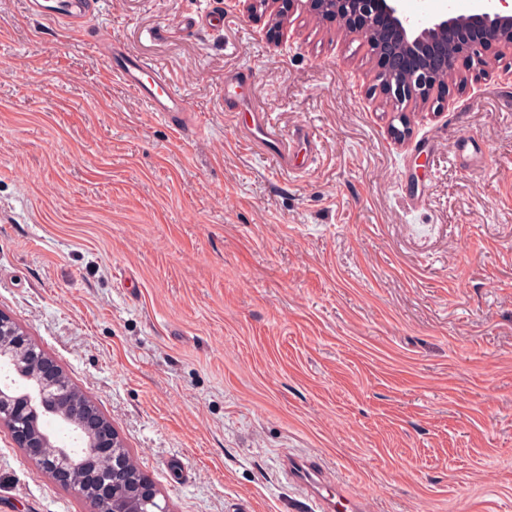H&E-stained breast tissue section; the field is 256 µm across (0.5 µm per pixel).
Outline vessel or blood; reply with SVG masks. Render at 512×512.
<instances>
[{
  "label": "vessel or blood",
  "mask_w": 512,
  "mask_h": 512,
  "mask_svg": "<svg viewBox=\"0 0 512 512\" xmlns=\"http://www.w3.org/2000/svg\"><path fill=\"white\" fill-rule=\"evenodd\" d=\"M30 8L35 17L63 20L71 27L79 28L90 19L94 3L93 0H31ZM98 43L113 74L148 104L152 112L168 123L193 129L191 106L173 90L159 65L130 55L110 34H99ZM248 80V74L243 71L228 75L224 81V103L229 111L243 113L242 131L249 141L276 158L282 168H289L298 155L296 144L279 132L266 113L250 110L248 98L242 95ZM288 476L315 499L319 512H365L362 502L340 490L328 489L320 468L307 458L292 459L288 464Z\"/></svg>",
  "instance_id": "b4317fda"
}]
</instances>
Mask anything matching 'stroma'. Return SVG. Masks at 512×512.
Listing matches in <instances>:
<instances>
[{"instance_id": "obj_1", "label": "stroma", "mask_w": 512, "mask_h": 512, "mask_svg": "<svg viewBox=\"0 0 512 512\" xmlns=\"http://www.w3.org/2000/svg\"><path fill=\"white\" fill-rule=\"evenodd\" d=\"M95 2L74 30L0 0V311L169 512H316L301 456L366 512H512V54L408 104L398 144L366 43L304 0L276 44L236 0ZM100 31L201 129L149 112ZM239 70L280 132L317 133L311 164L244 137ZM0 512L93 509L0 427Z\"/></svg>"}]
</instances>
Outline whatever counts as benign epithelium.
<instances>
[{
    "instance_id": "benign-epithelium-1",
    "label": "benign epithelium",
    "mask_w": 512,
    "mask_h": 512,
    "mask_svg": "<svg viewBox=\"0 0 512 512\" xmlns=\"http://www.w3.org/2000/svg\"><path fill=\"white\" fill-rule=\"evenodd\" d=\"M243 17L264 26L265 33L278 42L288 25L294 0H236ZM400 0H308L309 9L322 21L336 23L348 33L363 37L379 31L378 20L384 19L391 32L388 41L377 38L371 43L377 59V88L393 103H426L447 80L459 71V64L480 76L488 73V50L495 47L512 52V13L503 14L485 0L486 5L471 15L470 22L483 29H494L499 37L491 43L467 41L454 45L432 62L428 53L441 32L455 23L448 15L421 25L400 9ZM0 362L18 371L22 387L0 386V426L7 428L19 447L34 448L32 460L45 466L42 449L51 444L50 437L38 423L45 411L87 441L94 454L102 446L112 447V482L102 486L88 484L73 490L90 501L106 503L105 512H142V505L157 500L158 491L143 478L128 482L126 449L110 423L96 407L71 384L62 369L13 321L0 312Z\"/></svg>"
}]
</instances>
